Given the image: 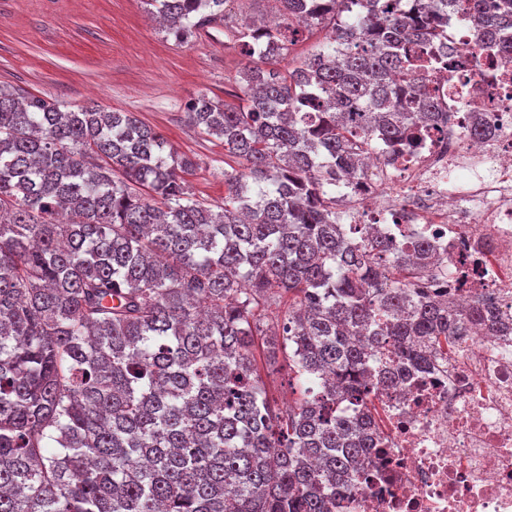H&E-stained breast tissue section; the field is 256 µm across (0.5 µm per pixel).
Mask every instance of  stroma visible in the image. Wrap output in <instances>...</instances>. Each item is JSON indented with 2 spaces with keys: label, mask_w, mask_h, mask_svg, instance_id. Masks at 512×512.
<instances>
[{
  "label": "stroma",
  "mask_w": 512,
  "mask_h": 512,
  "mask_svg": "<svg viewBox=\"0 0 512 512\" xmlns=\"http://www.w3.org/2000/svg\"><path fill=\"white\" fill-rule=\"evenodd\" d=\"M253 58L213 29L176 41L143 0H0V85L74 109L132 112L192 157L200 200L224 201V142L194 128L198 94L237 103Z\"/></svg>",
  "instance_id": "obj_1"
}]
</instances>
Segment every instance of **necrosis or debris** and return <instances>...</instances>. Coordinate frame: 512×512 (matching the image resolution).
I'll return each instance as SVG.
<instances>
[{
  "label": "necrosis or debris",
  "instance_id": "necrosis-or-debris-1",
  "mask_svg": "<svg viewBox=\"0 0 512 512\" xmlns=\"http://www.w3.org/2000/svg\"><path fill=\"white\" fill-rule=\"evenodd\" d=\"M449 31L424 78L451 122L430 125L409 159L376 148L357 178L339 177L341 222L430 249V293L461 309L481 299L508 330L474 327L450 361L389 381L387 359L372 361L377 446L335 512H512V63L493 42L474 52L461 15Z\"/></svg>",
  "mask_w": 512,
  "mask_h": 512
}]
</instances>
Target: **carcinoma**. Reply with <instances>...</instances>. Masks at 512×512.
Wrapping results in <instances>:
<instances>
[{
	"label": "carcinoma",
	"mask_w": 512,
	"mask_h": 512,
	"mask_svg": "<svg viewBox=\"0 0 512 512\" xmlns=\"http://www.w3.org/2000/svg\"><path fill=\"white\" fill-rule=\"evenodd\" d=\"M228 2L146 0L181 41L224 26ZM277 2L279 27L233 30L243 52L280 57L324 31L320 49L245 70L244 106L188 108L242 165L220 205L194 198L193 159L134 113L0 85V512H331L373 447L374 353L427 367L473 326L495 330L479 301L463 312L415 287L424 248L338 232L336 172L434 115L398 47L448 39L450 10L488 38L512 14ZM280 355L305 384L286 407L266 381Z\"/></svg>",
	"instance_id": "1"
}]
</instances>
